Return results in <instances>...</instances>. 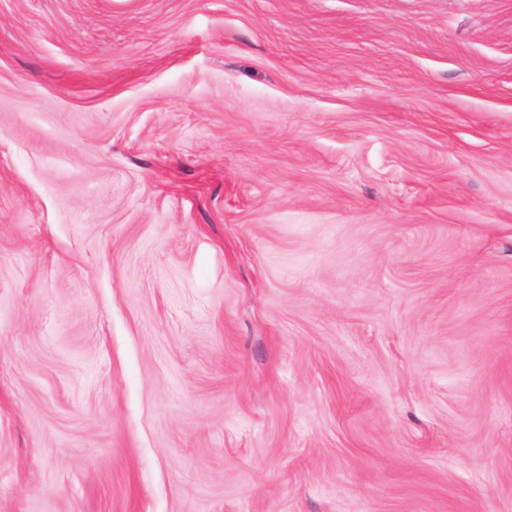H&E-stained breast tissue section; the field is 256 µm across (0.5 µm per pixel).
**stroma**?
Returning <instances> with one entry per match:
<instances>
[{"label":"stroma","instance_id":"obj_1","mask_svg":"<svg viewBox=\"0 0 512 512\" xmlns=\"http://www.w3.org/2000/svg\"><path fill=\"white\" fill-rule=\"evenodd\" d=\"M0 512H512V0H0Z\"/></svg>","mask_w":512,"mask_h":512}]
</instances>
